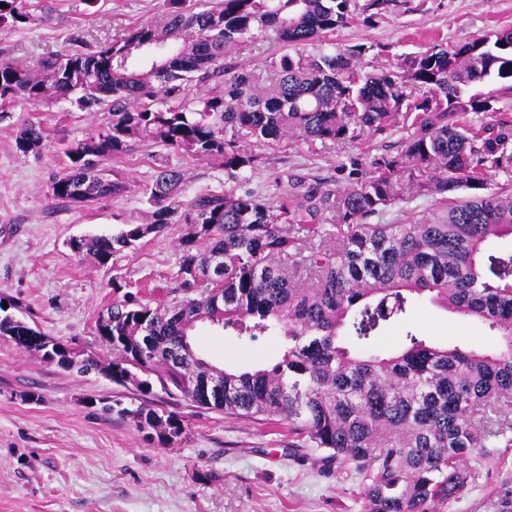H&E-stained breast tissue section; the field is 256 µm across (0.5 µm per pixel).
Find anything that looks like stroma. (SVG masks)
<instances>
[{"label":"stroma","mask_w":512,"mask_h":512,"mask_svg":"<svg viewBox=\"0 0 512 512\" xmlns=\"http://www.w3.org/2000/svg\"><path fill=\"white\" fill-rule=\"evenodd\" d=\"M163 0H27L34 22L0 27V51L34 68L78 44L111 41L142 23L158 21ZM512 27V0H388L377 15L358 12L327 33L343 49L359 45L366 72L394 69L410 55L450 48ZM107 113L66 101L20 104L0 121V297L17 301L20 317L79 354L109 357L96 321L117 301L152 306L182 298L177 273L185 227L171 224L100 267L79 257L72 240L109 235L139 224L149 209L143 188L157 165L182 169L184 200L236 188L220 160H196L139 145L107 161L129 189L116 198L61 209L50 185L62 173L66 145L86 139ZM41 123L39 150L15 146L21 120ZM401 134L360 133L333 144L288 140L261 148L264 162L248 189L273 199L292 182L322 191L356 184L372 162L396 155ZM435 200L405 190L402 201L371 216L374 224H406L427 215ZM409 326L439 345L492 348L497 337L432 302L417 300ZM202 357L229 366L272 362L278 340L261 337L250 348L210 326L193 338ZM36 401H28V394ZM130 392L100 374L78 373L18 350L0 338V512H362L363 480L353 465L337 466L326 450L291 435L280 416L246 419L203 410L181 395L154 388L153 399L178 413L183 434L166 443L146 437L102 406ZM471 475L458 499L435 512H499L512 500V431L498 447L466 462Z\"/></svg>","instance_id":"obj_1"}]
</instances>
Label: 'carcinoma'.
<instances>
[{"instance_id":"1","label":"carcinoma","mask_w":512,"mask_h":512,"mask_svg":"<svg viewBox=\"0 0 512 512\" xmlns=\"http://www.w3.org/2000/svg\"><path fill=\"white\" fill-rule=\"evenodd\" d=\"M356 0H163V22L144 23L109 43L52 55L30 70L0 58V119L15 103L69 99L107 106L108 121L65 151L50 187L59 207L127 190L104 179L100 162L137 144L195 158H218L224 173L244 182L261 163L254 150L224 139L236 130L257 145L285 139L342 143L357 130L411 127L397 155L376 163L337 198L294 183L276 202L246 190L216 191L186 203L184 173L154 171L142 224L111 236L78 239L75 253L100 267L169 224H185L177 277L185 297L155 308L134 300L112 305L96 325L112 358L86 357L81 373L112 369L121 385L143 396L134 409L106 407L132 419L159 441L183 433L182 419L155 407L151 375L206 410L256 418L283 416L288 431L351 463L363 476V512H432L457 498L469 473L464 462L512 430V252L489 253L512 238V194L487 191L488 178L512 176V120L499 118V95L464 93L485 80L512 95V29L452 50L429 48L403 73L364 74L360 51L338 50L325 33L349 24ZM32 21L26 0H0V27ZM274 34L284 47L317 43L312 57L287 52L268 65L267 84L232 63L247 43ZM202 93L187 98L189 87ZM43 128L23 124L16 148L43 142ZM436 197L411 224L365 219L400 199V174ZM465 190L468 196L457 197ZM336 207L339 223L317 220ZM312 278L303 288L296 279ZM425 295L446 311L484 324L494 349L437 347L413 329L389 353L364 349L370 331L406 318ZM8 306H3V303ZM0 299V337L40 352L37 333ZM209 324L248 345L282 339L267 367L224 369V388L195 392L215 365L199 357L191 336Z\"/></svg>"}]
</instances>
